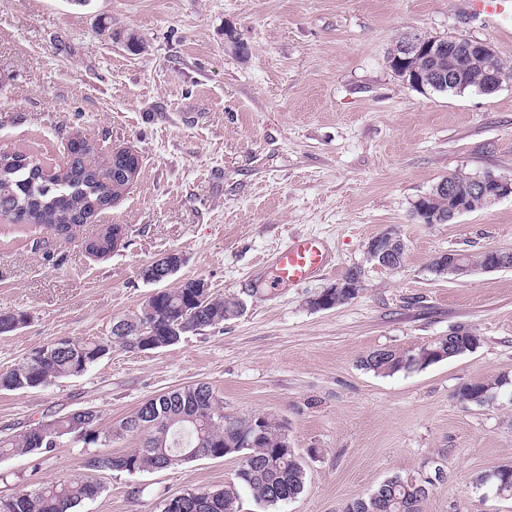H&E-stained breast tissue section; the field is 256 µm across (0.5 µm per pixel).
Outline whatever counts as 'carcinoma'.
<instances>
[{
    "label": "carcinoma",
    "instance_id": "obj_1",
    "mask_svg": "<svg viewBox=\"0 0 512 512\" xmlns=\"http://www.w3.org/2000/svg\"><path fill=\"white\" fill-rule=\"evenodd\" d=\"M445 49L432 53L420 66L433 81L426 89L458 93L476 89L491 93L486 74L489 68L505 70L499 57L484 60L478 57L461 59L448 54V39L436 38ZM463 68L467 76L464 88L448 83V71ZM67 161L58 164L40 158L34 150L24 147L0 154V219L17 226H34L55 236L68 237L77 228L89 223L99 212L112 206L125 182L112 170V159L101 163L92 159L93 147L84 138L67 141ZM95 255L112 252V229L87 245ZM240 301L213 296L201 287V280L187 279L173 288H162L151 296L140 313L129 318L128 332H111L106 338L89 341L60 339L34 350L16 367L0 373V390L18 391L46 386L53 381L75 376L112 350L119 342L129 350L157 349L178 343L184 333L218 325L237 315ZM27 323L23 312L0 315V334L18 330ZM457 355L472 351L478 336L465 328L453 335ZM445 346L433 341L417 350L379 349L360 359V365L378 375L390 376L400 371L423 369L440 362L437 350ZM482 383L461 386L456 396L473 402L484 395ZM214 390L197 383L165 392L151 398L123 418L120 423L100 433L101 415L94 411L84 421L85 437L104 442L125 436L138 437L141 446L120 455L95 454L85 466L96 470L128 473L158 471L189 461L186 454L222 458L226 450L232 455L244 454L253 459V466L236 470L234 479L224 488L207 491L203 498L186 500L183 512H229L240 510V492L248 490L257 504L274 509L280 503L297 498L304 490L306 470L295 452L281 451L282 425L272 421L251 445L237 447L242 431L252 430L255 415L234 416L224 413V406L212 401ZM146 412L154 413L156 423L136 429L134 425ZM75 417L63 415L44 420L45 438L38 441L29 428L15 438L0 439V456L16 453L30 455L34 460L52 452L57 442L77 433ZM101 493V487L81 476H70L35 489L23 487L12 495L0 497V512H76L86 500ZM429 494L419 484L398 474L382 482L370 494L345 504L341 512H422Z\"/></svg>",
    "mask_w": 512,
    "mask_h": 512
}]
</instances>
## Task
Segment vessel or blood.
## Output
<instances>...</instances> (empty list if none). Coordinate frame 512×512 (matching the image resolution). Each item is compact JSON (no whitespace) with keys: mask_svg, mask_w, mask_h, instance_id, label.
<instances>
[{"mask_svg":"<svg viewBox=\"0 0 512 512\" xmlns=\"http://www.w3.org/2000/svg\"><path fill=\"white\" fill-rule=\"evenodd\" d=\"M471 15L480 18L499 35L511 37L503 21L512 16V0H466ZM279 283L299 285L330 265L325 242L317 236H297L279 248L270 259Z\"/></svg>","mask_w":512,"mask_h":512,"instance_id":"obj_1","label":"vessel or blood"}]
</instances>
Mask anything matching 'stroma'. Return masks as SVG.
<instances>
[{
  "instance_id": "1",
  "label": "stroma",
  "mask_w": 512,
  "mask_h": 512,
  "mask_svg": "<svg viewBox=\"0 0 512 512\" xmlns=\"http://www.w3.org/2000/svg\"><path fill=\"white\" fill-rule=\"evenodd\" d=\"M412 33L489 41L512 69V41L463 0H0V152L32 145L60 160L78 133L100 153L128 147L141 160L125 195L73 236L0 221V313L28 315L0 335V372L62 338L109 336L156 290L142 269L170 251L185 258L178 279L243 303L175 345L116 343L82 375L0 391V438L86 407L106 430L202 382L225 413L287 427L306 485L277 512H341L392 475L425 477L437 464L444 475L423 512H512V498L477 481L512 464V268L455 280L430 269L448 250L512 251V197L451 224L412 217L449 174L512 176V79L491 94L420 92L389 63ZM112 224L121 245L90 254ZM386 230L406 244L393 270L366 259ZM309 234L326 241L332 268L274 285L268 256ZM354 268L356 298L311 307ZM459 328L480 343L458 358L392 376L359 365L369 351L417 349ZM501 376L509 383L494 400H458L462 385ZM137 445L66 436L38 463L0 457V497L79 475L102 491L78 512H161L183 491L223 488L239 465L83 466Z\"/></svg>"
}]
</instances>
